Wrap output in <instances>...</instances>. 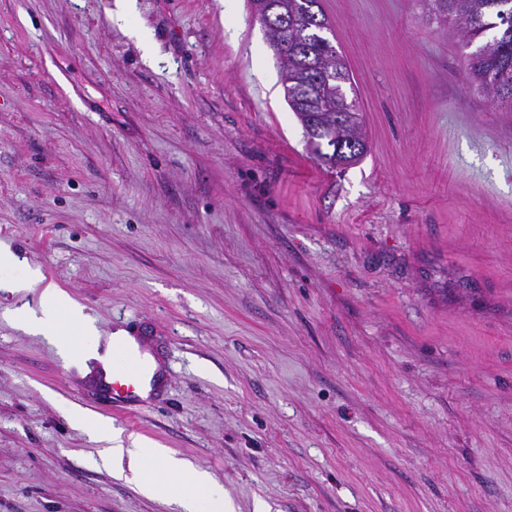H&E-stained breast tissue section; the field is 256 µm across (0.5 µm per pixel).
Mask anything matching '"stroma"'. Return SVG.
Wrapping results in <instances>:
<instances>
[{
  "label": "stroma",
  "instance_id": "stroma-1",
  "mask_svg": "<svg viewBox=\"0 0 512 512\" xmlns=\"http://www.w3.org/2000/svg\"><path fill=\"white\" fill-rule=\"evenodd\" d=\"M367 151L321 164L247 0H0V512H171L97 422L234 512H512V112L419 0H319ZM141 330L113 413L14 309ZM89 416L78 423L75 410ZM117 353L124 354L131 363L129 370L112 372L106 377L101 372L100 385L112 394L113 407L116 410L127 409L128 405L139 401L137 391L149 384L153 390L159 387L163 371L145 355L139 345L127 346ZM96 435L107 445L102 450V463L123 469L126 462L142 491L156 497L180 512H233V505L224 501V491L208 472L193 467L165 448L137 438H124L119 428L97 430ZM148 457L157 464L151 466Z\"/></svg>",
  "mask_w": 512,
  "mask_h": 512
}]
</instances>
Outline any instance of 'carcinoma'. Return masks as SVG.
Wrapping results in <instances>:
<instances>
[{
	"label": "carcinoma",
	"instance_id": "obj_1",
	"mask_svg": "<svg viewBox=\"0 0 512 512\" xmlns=\"http://www.w3.org/2000/svg\"><path fill=\"white\" fill-rule=\"evenodd\" d=\"M424 18L459 35L471 53L472 85L503 112H512V0H420ZM317 0H250L257 18L270 16L266 30L277 41L274 54L288 106L305 128L316 157L329 167L354 165L363 153L347 155V140L336 131V113L356 109L346 84L349 70L331 41L322 35L325 19L313 11ZM333 56L327 79L316 64Z\"/></svg>",
	"mask_w": 512,
	"mask_h": 512
}]
</instances>
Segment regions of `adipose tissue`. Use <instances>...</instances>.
Masks as SVG:
<instances>
[{"label":"adipose tissue","instance_id":"ef3b65f1","mask_svg":"<svg viewBox=\"0 0 512 512\" xmlns=\"http://www.w3.org/2000/svg\"><path fill=\"white\" fill-rule=\"evenodd\" d=\"M40 305L37 312L26 307L17 309V318L32 332L45 336L64 355L98 359L107 370L115 367L111 347L127 341L126 332L120 330L110 336L104 351L87 350L76 344L75 338L94 335V327L65 292L45 289ZM97 435L104 444L103 464L129 468L144 493L173 505L177 512H233L232 504L224 499L223 489L208 472L193 467L168 449L124 437L122 430L115 427L100 429Z\"/></svg>","mask_w":512,"mask_h":512}]
</instances>
